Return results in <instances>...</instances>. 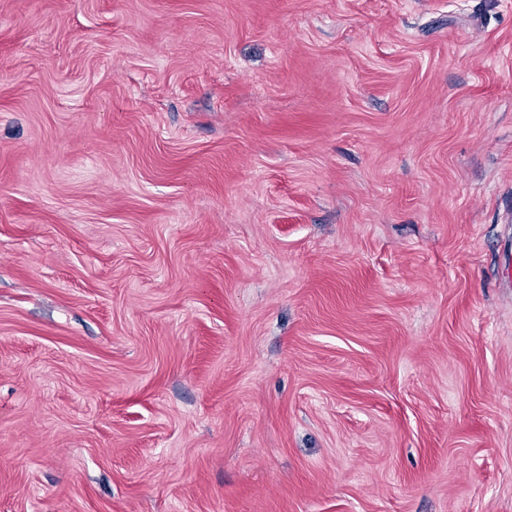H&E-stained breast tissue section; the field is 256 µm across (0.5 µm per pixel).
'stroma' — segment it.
Listing matches in <instances>:
<instances>
[{"label": "stroma", "instance_id": "stroma-1", "mask_svg": "<svg viewBox=\"0 0 512 512\" xmlns=\"http://www.w3.org/2000/svg\"><path fill=\"white\" fill-rule=\"evenodd\" d=\"M0 512H512V0H0Z\"/></svg>", "mask_w": 512, "mask_h": 512}]
</instances>
